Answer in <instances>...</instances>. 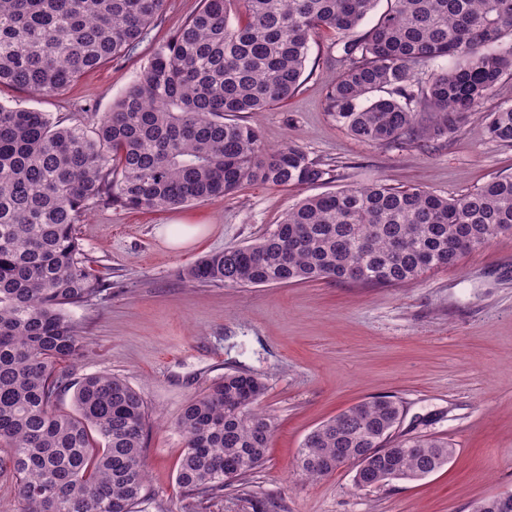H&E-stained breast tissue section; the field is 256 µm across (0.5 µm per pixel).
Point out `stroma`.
<instances>
[{"label":"stroma","mask_w":512,"mask_h":512,"mask_svg":"<svg viewBox=\"0 0 512 512\" xmlns=\"http://www.w3.org/2000/svg\"><path fill=\"white\" fill-rule=\"evenodd\" d=\"M199 6L166 0L161 20L129 56L58 94L2 87L0 101L94 125L138 81L156 40L172 36ZM343 42L333 32L316 35L298 92L239 116L259 128L265 145L290 142L329 165L332 179L301 192L248 184L227 197L159 211L96 208L77 226L85 254L111 287L68 307L85 352L66 367L78 377H121L143 397L144 512H184L176 474L185 437L174 423L188 399L228 373L264 379L262 405L275 429L265 463L228 486L210 512H471L476 502L512 491V235L402 286L320 280L231 287L182 277L200 257L272 231L305 195L380 180L453 197L512 173V147L491 141L482 120L512 103L511 76L434 148L370 146L327 108ZM170 224L196 233L171 246L163 233ZM380 396L403 407L395 438L437 436L453 444L448 466L367 490L355 487L350 464L317 480L302 475L297 456L306 435Z\"/></svg>","instance_id":"stroma-1"}]
</instances>
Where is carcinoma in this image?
<instances>
[{"instance_id":"carcinoma-1","label":"carcinoma","mask_w":512,"mask_h":512,"mask_svg":"<svg viewBox=\"0 0 512 512\" xmlns=\"http://www.w3.org/2000/svg\"><path fill=\"white\" fill-rule=\"evenodd\" d=\"M377 22L357 30L379 2ZM166 0H0V87L57 94L126 56ZM321 29L348 37L329 107L358 141L448 138L512 75V0H203L156 44L140 79L88 134L0 103V476L20 512H137L148 495L141 394L107 373L72 377L80 354L66 307L108 286L76 226L100 206L164 210L229 195L248 183L303 188L332 170L301 147L264 146L257 127L227 119L295 94ZM442 59L451 68H433ZM490 138L512 145V105L486 114ZM512 234V175L446 198L377 181L308 196L276 228L182 271L196 283L271 286L332 280L411 283ZM262 378L227 374L184 404L177 483L186 512L265 460L275 428ZM72 393V408L58 406ZM403 414L387 397L359 402L305 437L309 479L356 465L355 485L417 481L456 453L443 439L398 440Z\"/></svg>"}]
</instances>
